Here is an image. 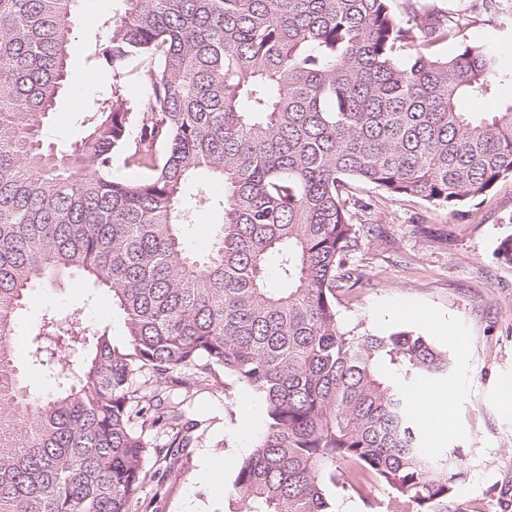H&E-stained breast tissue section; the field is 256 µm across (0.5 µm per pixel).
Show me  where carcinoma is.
Here are the masks:
<instances>
[{
  "mask_svg": "<svg viewBox=\"0 0 512 512\" xmlns=\"http://www.w3.org/2000/svg\"><path fill=\"white\" fill-rule=\"evenodd\" d=\"M126 2L94 53L109 93L58 154L40 131L78 0H0V512H132L145 456L171 473L192 441L184 400L138 377L198 389L216 366L264 407L224 486L245 512H335L329 490L355 477L385 487L389 512H435L465 459L423 448L411 388L452 359L412 330L341 327L337 293L366 277L357 254L383 234L356 218L376 208L360 185L455 218L512 176V99L471 109L496 94L500 57L442 55L460 20L427 0ZM481 8L497 18L512 0ZM118 162L141 178L113 180ZM199 172L211 180L189 203ZM207 205L222 219L197 257L181 228ZM495 258L512 265V235ZM74 270L111 294L126 340L42 314L31 359L57 385L45 394L16 371V316L35 282Z\"/></svg>",
  "mask_w": 512,
  "mask_h": 512,
  "instance_id": "obj_1",
  "label": "carcinoma"
}]
</instances>
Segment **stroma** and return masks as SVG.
Segmentation results:
<instances>
[{"instance_id":"stroma-1","label":"stroma","mask_w":512,"mask_h":512,"mask_svg":"<svg viewBox=\"0 0 512 512\" xmlns=\"http://www.w3.org/2000/svg\"><path fill=\"white\" fill-rule=\"evenodd\" d=\"M434 3L463 22L459 37L444 45L445 54L456 55L467 44L500 52L505 78L497 97L480 104L499 111L512 97V19H487L479 0ZM125 9V0H81L73 17L70 86L44 120L45 143L65 149L85 136L87 112L108 90L99 77L84 83V74L92 70L89 55L104 37L103 23ZM363 195L377 200L385 233L363 246L358 259L367 275L340 294V323L380 333L415 329L448 351L454 368L431 388L454 389L455 397L447 428L429 432L428 446L461 449L467 475L457 497L440 512H467L469 498L480 501L486 512H512V407L504 404L512 393V266L494 257L499 240L512 234V177L499 181L479 209L463 219L429 209L417 198L385 199L370 187ZM47 311L76 314L107 327L113 342L125 340L121 312L82 276L36 288L13 335L19 369L35 389L51 388L49 377L28 357L34 324ZM188 405V419L201 421L204 429L184 450L178 470L165 473L162 483L143 485L137 512H244L204 476L201 459L210 456L223 466L225 479L233 478L265 429L258 396L220 372Z\"/></svg>"}]
</instances>
